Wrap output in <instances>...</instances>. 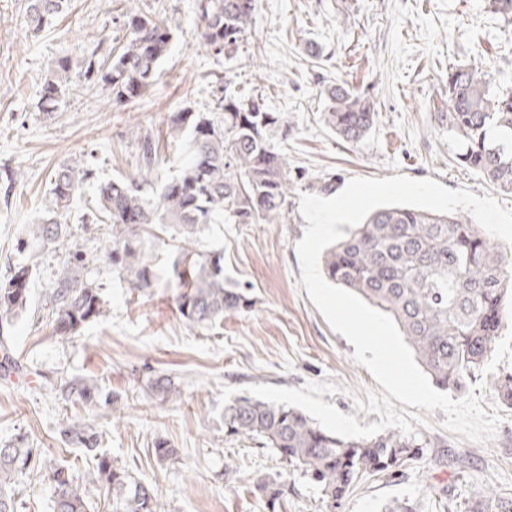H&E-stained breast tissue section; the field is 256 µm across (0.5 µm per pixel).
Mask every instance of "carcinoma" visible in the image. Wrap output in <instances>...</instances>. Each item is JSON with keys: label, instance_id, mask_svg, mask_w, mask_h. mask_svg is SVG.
Here are the masks:
<instances>
[{"label": "carcinoma", "instance_id": "1", "mask_svg": "<svg viewBox=\"0 0 512 512\" xmlns=\"http://www.w3.org/2000/svg\"><path fill=\"white\" fill-rule=\"evenodd\" d=\"M68 7V0H26L27 27L40 31ZM201 40L211 51L236 56L255 22L257 0H195ZM121 49L105 54L96 46L78 61L59 57L40 90L42 110L57 111L71 73L112 90V102L127 105L141 98L160 74L172 41V26L148 10H126ZM459 65L448 70V111L441 122L458 137L459 163L485 181L512 191V82L491 86L487 67ZM320 120L343 141L361 142L376 120V105L348 86L322 92ZM170 135L180 141L187 160L174 176L162 174L152 142L139 143L137 174L100 184L94 221L110 225L105 256L112 272L136 291L160 284L144 258L142 234L158 225L174 231L177 259L173 275L180 292L174 301L189 329H213L224 314L252 301L224 280V255L196 249L203 226L222 217L229 224H278L288 218L291 173L276 142L288 138L289 122L257 95L224 96L207 111L184 107L169 119ZM80 171L65 165L51 177L54 208L31 228L34 243L57 248L71 230L60 222L79 183ZM83 261L80 250L67 257L46 288L53 330L75 335L102 314V287L77 277L69 263ZM509 260L472 221L407 207H380L348 231L325 253L323 266L333 283L361 295L389 314L411 345L418 362L444 389L460 391L478 377L501 336ZM33 269L19 264L0 280V347L9 342L4 327L28 305ZM150 389L164 401L180 397L171 378L158 376ZM497 399L512 409V372L493 381ZM224 433L261 438L277 455L315 484L329 512L365 476L396 475L419 456L422 444L395 431L368 439H343L316 426L303 412L249 397L224 405ZM63 436L95 461L97 478L112 499V512H157L152 486L131 479L101 451L99 433L72 422ZM34 449L22 442L0 448V512H19L14 478L30 469ZM54 487L52 512H88L85 489L71 468L43 463ZM283 483L263 477L257 488L275 507ZM465 512H512V497L485 485L473 487Z\"/></svg>", "mask_w": 512, "mask_h": 512}]
</instances>
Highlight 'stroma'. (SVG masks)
<instances>
[{"mask_svg":"<svg viewBox=\"0 0 512 512\" xmlns=\"http://www.w3.org/2000/svg\"><path fill=\"white\" fill-rule=\"evenodd\" d=\"M173 28L161 76L143 97L123 107L108 89L72 79L59 111L43 112L39 92L62 52L120 47L125 38L123 0H71L67 11L38 34L24 22L25 0H0V172L21 169L22 182L0 201V278L26 262L36 270L29 305L10 327V355L21 368L0 374V446L24 442L42 456L70 466L82 482L90 512H112L91 460L65 440L71 416L93 424L115 465L152 485L158 512H326L318 488L293 471L264 440L224 433V405L251 385L299 388L313 382L339 386L324 395L358 423L379 422L356 410L354 398L382 393L371 373L353 359L355 348L334 332L301 283L296 244L306 221L299 211L281 224H209L201 250L224 255L228 283L246 288L255 305L225 315L215 329L184 324L170 289L131 291L113 274L103 250L107 225L92 223L97 187L135 175V137L149 133L166 165L185 160L167 128L183 105L210 107L223 85L262 95L271 111L288 117L281 144L289 171L304 169L291 203L321 178L342 190L353 177L404 175L430 178L456 190L490 195L512 208V192L483 182L460 166L456 143L438 115L448 109V69L473 61L481 43L502 77L512 76V19L491 0H258L256 25L232 59L200 40L195 0H145ZM343 82L372 97L376 122L359 144L339 140L319 120L321 91ZM86 170L64 218L71 244L86 252L84 279L103 286L102 315L79 335H56L44 295L65 250L18 251L37 218L53 208L51 175L60 166ZM512 371V319L481 380L484 406L503 421L487 443L448 432L435 410L415 429L423 449L398 476L364 478L340 512H382L394 499L417 512H448L471 485L488 484L512 496V410L499 407L489 380ZM157 374L175 380L179 399L151 395ZM82 380L96 389L91 403L74 401L68 388ZM113 409L103 407L105 396ZM168 441L179 454L163 461L152 451ZM283 476L287 494L269 508L258 477ZM22 512H50L53 488L41 472L17 477Z\"/></svg>","mask_w":512,"mask_h":512,"instance_id":"stroma-1","label":"stroma"}]
</instances>
